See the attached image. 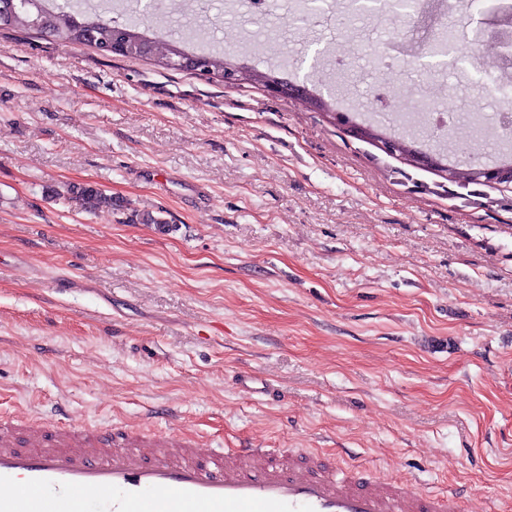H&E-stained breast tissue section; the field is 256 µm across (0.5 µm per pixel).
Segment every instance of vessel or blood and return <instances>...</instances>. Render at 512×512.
I'll use <instances>...</instances> for the list:
<instances>
[{
	"mask_svg": "<svg viewBox=\"0 0 512 512\" xmlns=\"http://www.w3.org/2000/svg\"><path fill=\"white\" fill-rule=\"evenodd\" d=\"M0 512H460L455 491L380 481L320 454L0 415Z\"/></svg>",
	"mask_w": 512,
	"mask_h": 512,
	"instance_id": "1",
	"label": "vessel or blood"
}]
</instances>
